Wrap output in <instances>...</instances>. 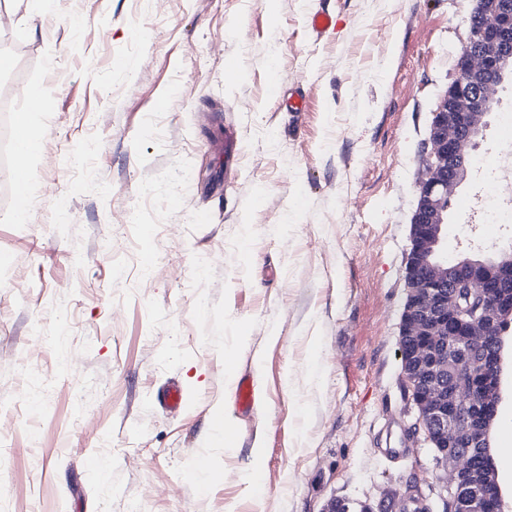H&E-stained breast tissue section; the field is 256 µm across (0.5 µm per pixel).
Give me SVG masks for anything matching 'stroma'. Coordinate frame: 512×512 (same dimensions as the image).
<instances>
[{
    "label": "stroma",
    "instance_id": "35a3bbf8",
    "mask_svg": "<svg viewBox=\"0 0 512 512\" xmlns=\"http://www.w3.org/2000/svg\"><path fill=\"white\" fill-rule=\"evenodd\" d=\"M473 4L56 0L33 21L0 0L10 109L41 138L31 223L0 162V512H324L412 486L443 512L444 471L407 435L399 327L421 144ZM294 88L306 111L283 109ZM509 115L512 72L449 258L512 246V223L485 232L512 209V188L488 194ZM229 358L257 392L246 415ZM172 381L177 413L157 399Z\"/></svg>",
    "mask_w": 512,
    "mask_h": 512
}]
</instances>
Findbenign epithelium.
Instances as JSON below:
<instances>
[{
    "label": "benign epithelium",
    "instance_id": "7a95c632",
    "mask_svg": "<svg viewBox=\"0 0 512 512\" xmlns=\"http://www.w3.org/2000/svg\"><path fill=\"white\" fill-rule=\"evenodd\" d=\"M489 21L470 31L458 72L441 97L425 140L419 197L411 217L407 297L399 353L414 392L416 425L447 475L445 512H490L502 504L489 426L500 403V335L512 320V251L488 261L448 262L445 223L472 163L468 145L481 134L512 47V0H491ZM392 512H426L419 497L391 494Z\"/></svg>",
    "mask_w": 512,
    "mask_h": 512
}]
</instances>
